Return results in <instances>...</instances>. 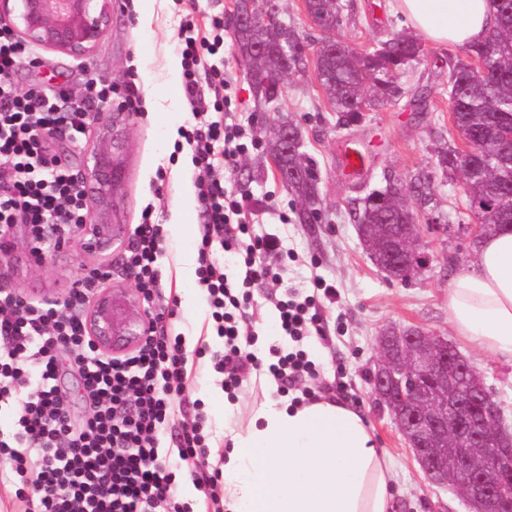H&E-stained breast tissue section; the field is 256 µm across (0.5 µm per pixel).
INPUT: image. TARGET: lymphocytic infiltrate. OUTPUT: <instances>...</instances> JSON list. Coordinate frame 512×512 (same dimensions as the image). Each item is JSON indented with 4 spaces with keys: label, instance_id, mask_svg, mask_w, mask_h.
<instances>
[{
    "label": "lymphocytic infiltrate",
    "instance_id": "obj_1",
    "mask_svg": "<svg viewBox=\"0 0 512 512\" xmlns=\"http://www.w3.org/2000/svg\"><path fill=\"white\" fill-rule=\"evenodd\" d=\"M213 27V38L199 39L191 36V23L181 24L177 48L194 121L186 138L193 146L203 216L198 284L211 310V329L223 341L212 361L224 376L225 391L238 389L245 377L265 367L286 392L298 377L316 375L317 369L305 351L284 355L275 347L270 350L275 363L263 365L258 335L245 327L247 290L271 277L267 259L281 251L282 239L253 220L250 195L228 177L246 150L247 131L233 119L223 71L209 62L224 47L223 20H214ZM30 56L28 47L0 30V234L27 225L32 252L48 255L65 230L87 218L83 183L51 157L49 143L62 130L80 147L89 113L109 104L112 87L91 81L85 99L64 89L51 97L38 89L18 91L12 76ZM208 88L216 93L211 104L204 95ZM211 109L221 112V120H207ZM163 238L162 225L143 211L125 259L151 318L144 340L120 357L104 355L86 331L85 306L105 273H84L59 302H32L0 290V405L16 413L12 429L0 430V459L32 489L38 512H155L161 503L165 512H187L173 493L172 465L159 455L186 376L182 338L164 329L176 314L177 299L164 295L156 266ZM219 251L237 256L240 282L228 279L215 258ZM64 351L80 365L84 387L99 403L78 429L51 385Z\"/></svg>",
    "mask_w": 512,
    "mask_h": 512
}]
</instances>
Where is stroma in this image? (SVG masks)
I'll list each match as a JSON object with an SVG mask.
<instances>
[{
    "mask_svg": "<svg viewBox=\"0 0 512 512\" xmlns=\"http://www.w3.org/2000/svg\"><path fill=\"white\" fill-rule=\"evenodd\" d=\"M342 23L336 39L360 50L377 48L388 35L404 30L400 16L394 14L390 0H340ZM235 0H112V21L93 52L73 57L34 47V64H23L14 75L19 90L40 88L45 93L63 86L85 91L92 78L112 86L113 103L125 98H144V78L167 81L165 95L157 104L164 112L161 123L150 121L147 112L134 113L130 145L125 159V175L119 216L122 223L135 226L144 209H152L156 222L163 224L166 240L157 264L163 285L171 286L179 301L178 315L169 321L171 332L186 338L188 351L185 385L179 423L201 425L208 436L204 453L189 466L177 471L174 492L190 512H211L202 487L219 467L229 442L225 426H246L255 408L264 399L261 377H251L233 393H225L224 376L217 373L211 352L222 350L220 338L208 326L206 301H189L177 280L180 251L195 252L196 226L202 222L200 210L175 220L174 206L183 184L193 183L194 170L179 169L174 149L191 153L190 145L180 144L179 131L190 118L182 89L181 70H169L176 60L177 34L181 22L194 19L203 33H210L211 20L224 18V56H213V64L224 67L230 83L229 93L236 107V119L249 127L252 146L242 154L230 178L250 191L259 204L274 203L273 211L260 219L270 229L282 230L283 254L270 260L279 281L253 285L250 290V325L257 332L261 348L278 345L282 351L294 344L282 337L273 323L278 319L276 301L285 295L304 300L312 295L313 276L322 277L336 290L335 301L317 298V322L302 348L318 373L303 377L288 396L299 400L302 394L334 395L345 399L364 414L374 434L376 449L391 462L393 512H471L453 488L427 482L413 451L408 448L391 414L378 405L369 380L377 367L378 340L386 328L418 327L454 344L460 354L483 376L512 421V366L474 348L455 335L448 318V288L455 276L464 272L472 248L458 238L442 240L419 225L418 233L431 252L454 255L452 264L434 263L431 271L412 284L387 279L370 259L351 217L352 201L371 190L384 187L385 175L409 179L425 175L438 199L436 208L444 224H469L463 184L445 178L436 165L438 150L461 139L453 125L448 106V66L462 54L423 42L420 63L406 69L399 78L405 90L394 105L363 113L360 121L342 126L332 112L313 69L285 80L278 107L302 135L303 149L312 158L319 179L323 218L318 224L297 220V201L278 177L266 154L270 132L264 126V112L258 108L245 74L243 62L231 48ZM355 143L369 152L368 165L358 176H346L341 156L347 144ZM286 212L287 225H280L278 214ZM192 225L193 233L182 236V224ZM99 268L107 271V284L133 286L124 270L122 247L102 252L86 251L78 236H71L67 247L35 262L21 248L0 253V287L19 293L30 301L65 296L83 272ZM205 343L209 355H195L197 343ZM64 373L57 384L66 400L71 421L77 422L92 410L82 387L77 367L63 358ZM227 394L234 407L231 419L217 414L213 396Z\"/></svg>",
    "mask_w": 512,
    "mask_h": 512,
    "instance_id": "obj_1",
    "label": "stroma"
}]
</instances>
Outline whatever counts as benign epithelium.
Returning a JSON list of instances; mask_svg holds the SVG:
<instances>
[{"label":"benign epithelium","instance_id":"1","mask_svg":"<svg viewBox=\"0 0 512 512\" xmlns=\"http://www.w3.org/2000/svg\"><path fill=\"white\" fill-rule=\"evenodd\" d=\"M0 0V20L16 17L14 34L22 43L84 57L103 36L112 13V0ZM236 25L249 23L261 28L281 23L279 15L256 14L234 7ZM95 130V143L82 173L91 203V220L78 228L85 247L106 249L122 244L128 227L115 220L116 201L124 179V162L128 151L130 113L108 107L89 116ZM274 135L281 143V155L292 154L301 144L298 129L275 125ZM406 188L391 180L387 189L374 194L369 203L381 209ZM416 208L400 225L396 248L390 262L403 271L402 279L416 281L432 261L447 257L435 256L414 243ZM146 315L142 295L135 288H104L89 305L87 329L96 347L112 357L136 348L146 335ZM407 346L404 363L392 360L393 337L383 336L379 342L377 370L373 375L372 392L388 403L389 391L400 392L406 414L395 422L406 443L412 448L428 480L433 484L455 485L472 512H512V433L500 423L501 404L494 391L482 384L471 388L468 368L459 365L460 356L447 340L421 328L401 332ZM451 436L455 442L453 459L446 449L436 447L437 440ZM480 443L483 458L475 465L470 455L472 444Z\"/></svg>","mask_w":512,"mask_h":512}]
</instances>
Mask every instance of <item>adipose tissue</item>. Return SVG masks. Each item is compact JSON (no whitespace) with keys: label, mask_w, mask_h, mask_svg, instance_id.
<instances>
[{"label":"adipose tissue","mask_w":512,"mask_h":512,"mask_svg":"<svg viewBox=\"0 0 512 512\" xmlns=\"http://www.w3.org/2000/svg\"><path fill=\"white\" fill-rule=\"evenodd\" d=\"M424 39L448 47L483 40L498 25L491 0H393ZM457 336L512 365V230L485 238L448 290ZM249 424L229 430L221 466L225 512H391L392 470L363 414L326 396L290 404L265 377Z\"/></svg>","instance_id":"ef3b65f1"}]
</instances>
